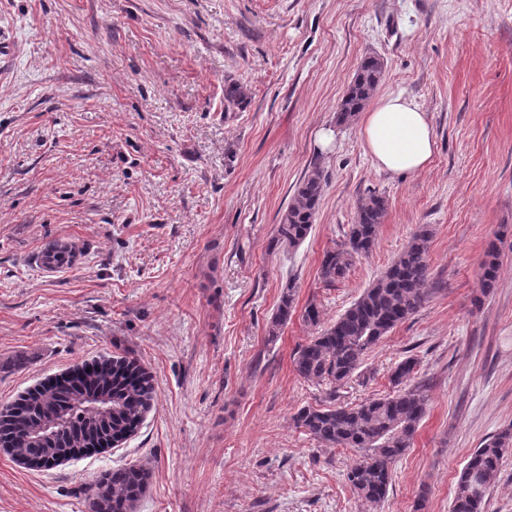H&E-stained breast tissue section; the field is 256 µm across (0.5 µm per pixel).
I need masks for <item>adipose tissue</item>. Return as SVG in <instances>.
Here are the masks:
<instances>
[{
	"mask_svg": "<svg viewBox=\"0 0 512 512\" xmlns=\"http://www.w3.org/2000/svg\"><path fill=\"white\" fill-rule=\"evenodd\" d=\"M360 135L375 166L393 173L421 171L436 146L426 112L400 94L380 97L363 112Z\"/></svg>",
	"mask_w": 512,
	"mask_h": 512,
	"instance_id": "adipose-tissue-1",
	"label": "adipose tissue"
}]
</instances>
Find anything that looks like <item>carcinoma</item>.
I'll list each match as a JSON object with an SVG mask.
<instances>
[{"mask_svg": "<svg viewBox=\"0 0 512 512\" xmlns=\"http://www.w3.org/2000/svg\"><path fill=\"white\" fill-rule=\"evenodd\" d=\"M384 65L365 57L346 94L336 106V123L345 125L363 111L380 86ZM247 98L238 82L224 86V101L240 106ZM323 192L319 168L311 170L275 225L272 245L293 248L308 237ZM387 210L384 197L372 193L357 207L345 240L324 253L319 275L326 283L345 277L356 258L374 247ZM432 230L422 224L386 271L375 279L334 322L300 346L293 358L298 375L329 387L328 403L305 406L294 422L328 447L360 448L365 455L346 474L361 500L382 502L392 483L391 465L403 456L426 414L428 398L420 386L403 388L416 367L413 359L392 374L397 390L360 404L335 403L336 387L350 379L364 354L400 324L411 319L429 298L428 248ZM498 271L495 246L482 266V288L493 287ZM293 285L282 292L268 335L275 337L293 311ZM66 384L41 383L0 407V446L22 464L52 469L135 433L153 400L152 375L124 358L103 359L71 370ZM512 450V426L485 439L462 468L449 512H483L492 480ZM146 470L129 465L98 477L89 507L92 512H134L143 495Z\"/></svg>", "mask_w": 512, "mask_h": 512, "instance_id": "obj_1", "label": "carcinoma"}]
</instances>
